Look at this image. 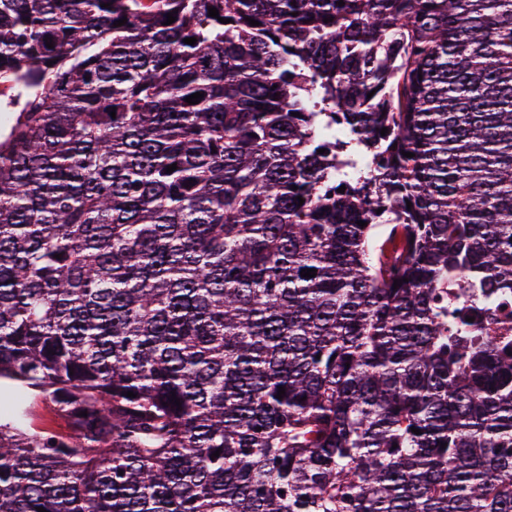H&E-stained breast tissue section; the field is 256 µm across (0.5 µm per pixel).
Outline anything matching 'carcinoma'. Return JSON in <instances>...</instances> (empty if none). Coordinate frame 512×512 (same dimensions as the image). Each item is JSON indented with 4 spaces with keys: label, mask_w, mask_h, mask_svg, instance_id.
<instances>
[{
    "label": "carcinoma",
    "mask_w": 512,
    "mask_h": 512,
    "mask_svg": "<svg viewBox=\"0 0 512 512\" xmlns=\"http://www.w3.org/2000/svg\"><path fill=\"white\" fill-rule=\"evenodd\" d=\"M1 80L0 381L71 433L0 392V512H512V0H0ZM28 411L27 424L30 427L63 435L71 433L68 421L54 409L53 405L31 397Z\"/></svg>",
    "instance_id": "1"
}]
</instances>
